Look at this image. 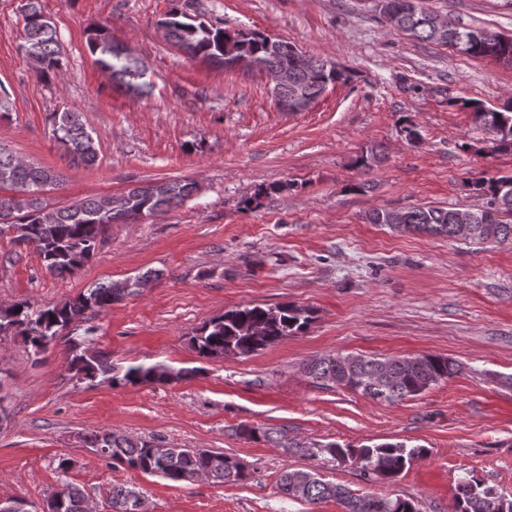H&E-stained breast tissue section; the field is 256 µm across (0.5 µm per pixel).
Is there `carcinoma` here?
I'll return each mask as SVG.
<instances>
[{
    "instance_id": "carcinoma-1",
    "label": "carcinoma",
    "mask_w": 512,
    "mask_h": 512,
    "mask_svg": "<svg viewBox=\"0 0 512 512\" xmlns=\"http://www.w3.org/2000/svg\"><path fill=\"white\" fill-rule=\"evenodd\" d=\"M24 44L26 55L35 59L37 74L47 78L60 65L61 49L56 27L47 18L39 0L24 6ZM380 14L396 32L420 41L438 42L477 58H492L512 64V40L487 45L477 38L478 28L462 26L452 19L437 27L432 24L435 12L424 7L422 0H381ZM167 38L191 58H202L226 69H251V61L275 69L289 59L296 46L279 41L268 45L259 32L229 31L198 21L173 8L160 21ZM96 62L112 79L128 88L139 89L137 80L143 73L138 61L112 44L104 29L89 40ZM310 100L322 96L329 86L347 81V76L321 59L315 66L295 75ZM450 106L473 114L483 129L493 134L489 149L494 153L512 154V104L490 109L475 100L452 101ZM55 140L77 165L93 166L98 161L95 138L79 112H53L49 116ZM55 171L34 166L10 151L0 148V237L10 236L16 244L34 245L45 266L54 272L74 273L93 258L97 245L112 224H127L139 215L165 213L192 197L196 183L186 179L149 181L119 195L85 197L71 204L50 208L39 194L57 186ZM472 195L487 199V205L474 210L477 221L471 225V239L492 245L512 246V176L477 179L468 184ZM457 210L435 207H411L405 210V224H391V211L374 210L366 216L371 224H383L395 231L405 229L435 237H455ZM160 272L148 270L133 278L117 282H99L75 298L46 308L27 301L0 307V337L16 333L24 338L32 354L64 336V330L100 314L115 302L139 292V287ZM311 312L296 305L275 307L247 305L237 307L210 320L191 337L197 353L207 359L228 355L247 356L263 350L309 325ZM69 371L80 382L92 386L106 380L112 385L140 386L168 384L197 375V368L174 369L164 363L130 364L112 361L111 354L91 346L84 337L66 340ZM457 364L450 358L428 353L409 358L367 357L341 353L329 354L305 364L304 371L321 386L342 387L362 395L394 404L417 396L453 375ZM86 447L107 449L105 459L112 466L127 467L147 475H156L173 483L196 481L203 475L215 484L245 478L242 465L233 457L208 449L174 448L157 437L137 438L118 435L108 428L80 435ZM311 456L327 454L340 464L356 467L364 478L391 480L427 450L409 447L402 442L353 448L329 443L318 451L305 449ZM293 470L280 477V489L290 498L313 505L334 499L343 512H418L413 500L397 496L377 497L357 494L349 487L314 476L295 485ZM86 496L78 486L62 485L61 490L45 500L44 512H85ZM148 512L143 495L123 485L113 486L109 502L111 512H133V503ZM454 512H512V496L467 475L456 486Z\"/></svg>"
}]
</instances>
